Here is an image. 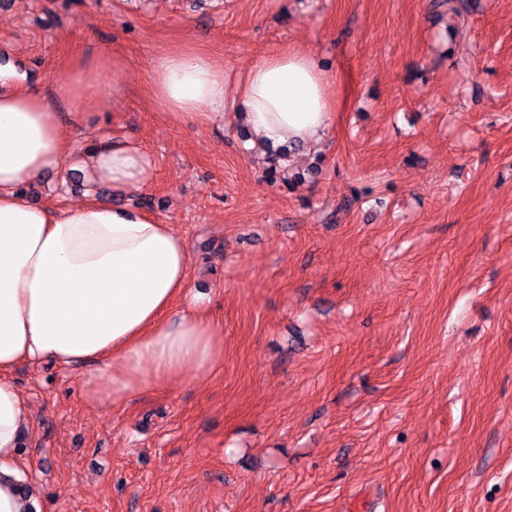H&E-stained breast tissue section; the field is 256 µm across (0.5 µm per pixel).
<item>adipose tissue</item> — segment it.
Masks as SVG:
<instances>
[{"instance_id": "obj_1", "label": "adipose tissue", "mask_w": 512, "mask_h": 512, "mask_svg": "<svg viewBox=\"0 0 512 512\" xmlns=\"http://www.w3.org/2000/svg\"><path fill=\"white\" fill-rule=\"evenodd\" d=\"M122 58L98 55L61 74L52 92L18 84L0 64V512H30L17 468L26 400L10 377L22 361L80 362L88 401L120 403L170 389L188 375L213 373L224 327L186 286L189 253L170 225L126 202L64 209L33 205L28 186L69 158L68 137L54 100ZM154 95L172 117L199 124L223 120L230 92L243 98V121L266 145H315L331 125L324 70L306 49L271 53L237 88H229L209 56L188 50L160 56ZM89 177L114 194L137 193L153 171L151 156L132 141H99L87 149Z\"/></svg>"}]
</instances>
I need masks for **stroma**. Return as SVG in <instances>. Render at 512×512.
Returning a JSON list of instances; mask_svg holds the SVG:
<instances>
[{
	"instance_id": "obj_1",
	"label": "stroma",
	"mask_w": 512,
	"mask_h": 512,
	"mask_svg": "<svg viewBox=\"0 0 512 512\" xmlns=\"http://www.w3.org/2000/svg\"><path fill=\"white\" fill-rule=\"evenodd\" d=\"M0 0V51L80 86L73 158L34 205H112L93 140L154 161L132 203L187 241L224 326L218 371L90 404L85 365L19 363L17 463L40 512H512V0ZM236 81L270 51L325 66L334 120L268 181L228 102L170 119L155 61ZM120 94H113V83ZM112 68V75L126 68L122 58L106 53L98 55L93 61H78L73 70L61 74L53 82L52 95L57 100L69 101L72 108L76 107L74 89L80 84H92L98 76Z\"/></svg>"
}]
</instances>
